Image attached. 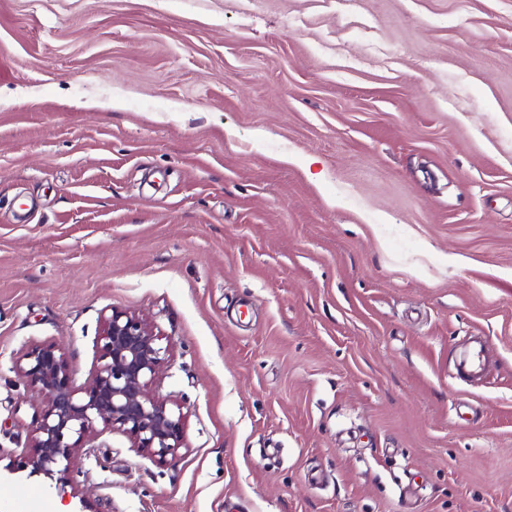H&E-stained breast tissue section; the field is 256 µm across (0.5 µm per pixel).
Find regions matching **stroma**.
<instances>
[{"instance_id":"obj_1","label":"stroma","mask_w":512,"mask_h":512,"mask_svg":"<svg viewBox=\"0 0 512 512\" xmlns=\"http://www.w3.org/2000/svg\"><path fill=\"white\" fill-rule=\"evenodd\" d=\"M111 308L185 446L98 435L94 512H512V0H0V461Z\"/></svg>"}]
</instances>
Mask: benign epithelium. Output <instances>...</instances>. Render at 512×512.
Returning <instances> with one entry per match:
<instances>
[{
    "instance_id": "benign-epithelium-1",
    "label": "benign epithelium",
    "mask_w": 512,
    "mask_h": 512,
    "mask_svg": "<svg viewBox=\"0 0 512 512\" xmlns=\"http://www.w3.org/2000/svg\"><path fill=\"white\" fill-rule=\"evenodd\" d=\"M97 364L90 381L76 387L62 347L33 344L15 372L40 401L29 451L8 471H28L56 485L73 480L87 443L102 429L126 436L132 447L159 465L176 460L184 445L185 415L156 397L150 386L170 361V345L147 319L111 310L96 337Z\"/></svg>"
}]
</instances>
